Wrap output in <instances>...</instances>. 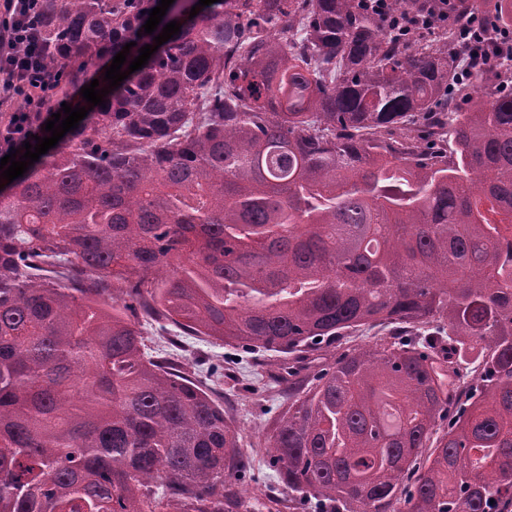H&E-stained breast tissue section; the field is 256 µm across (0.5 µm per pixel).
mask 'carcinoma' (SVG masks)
<instances>
[{
	"label": "carcinoma",
	"instance_id": "obj_1",
	"mask_svg": "<svg viewBox=\"0 0 512 512\" xmlns=\"http://www.w3.org/2000/svg\"><path fill=\"white\" fill-rule=\"evenodd\" d=\"M158 4L41 0L50 65L108 86ZM179 23L0 179V512H251L236 426L144 321L298 360L386 331L288 371L280 482L317 512H512V68L468 77L456 30L359 0ZM374 330L370 333H365L366 336H346L339 342H335L330 346L326 347L323 345V348L311 354V358L314 357L315 360L308 364L309 367L306 370L301 372L300 376L309 375L312 376L317 371L322 368H327L335 359L336 356L348 349L351 346L357 345H365L372 344L376 340H379L381 335L373 336Z\"/></svg>",
	"mask_w": 512,
	"mask_h": 512
}]
</instances>
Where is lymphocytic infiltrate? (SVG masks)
I'll use <instances>...</instances> for the list:
<instances>
[{"label":"lymphocytic infiltrate","instance_id":"1","mask_svg":"<svg viewBox=\"0 0 512 512\" xmlns=\"http://www.w3.org/2000/svg\"><path fill=\"white\" fill-rule=\"evenodd\" d=\"M40 0H0V112L8 113L0 157L34 135L47 113L62 104L64 71L47 64L48 51L35 22ZM427 27L460 29L458 56L467 66L495 68L512 61V27L490 12L460 9L458 0L428 9Z\"/></svg>","mask_w":512,"mask_h":512}]
</instances>
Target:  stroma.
<instances>
[{"instance_id":"1","label":"stroma","mask_w":512,"mask_h":512,"mask_svg":"<svg viewBox=\"0 0 512 512\" xmlns=\"http://www.w3.org/2000/svg\"><path fill=\"white\" fill-rule=\"evenodd\" d=\"M145 351L172 362L182 374L208 389L233 417L240 433L246 473L237 489L242 499L263 503L287 499L288 490L270 466L268 438L288 409L292 355L246 351L236 345L190 336L169 323L143 326Z\"/></svg>"}]
</instances>
